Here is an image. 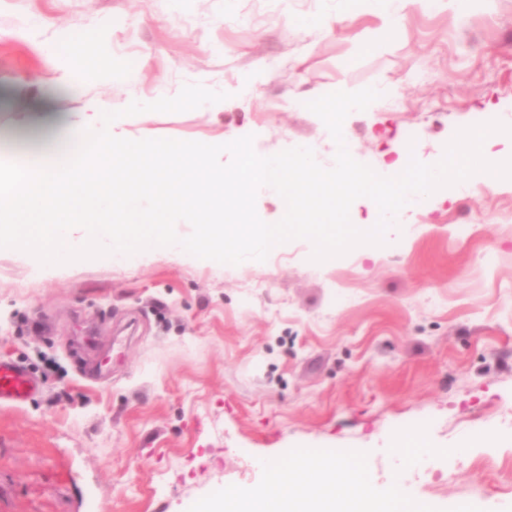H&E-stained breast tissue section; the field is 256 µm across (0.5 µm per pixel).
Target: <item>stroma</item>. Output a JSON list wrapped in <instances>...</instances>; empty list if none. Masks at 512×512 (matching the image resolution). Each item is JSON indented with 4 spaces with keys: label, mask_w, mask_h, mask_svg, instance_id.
<instances>
[{
    "label": "stroma",
    "mask_w": 512,
    "mask_h": 512,
    "mask_svg": "<svg viewBox=\"0 0 512 512\" xmlns=\"http://www.w3.org/2000/svg\"><path fill=\"white\" fill-rule=\"evenodd\" d=\"M91 100L130 139L223 141L230 174L317 143L323 173L393 181L473 129L512 160V0H0V164ZM464 178L340 263L297 232L52 269L0 242V358L40 383L0 406V512H199L341 448L431 512H512V182ZM413 430L429 454L401 452Z\"/></svg>",
    "instance_id": "stroma-1"
}]
</instances>
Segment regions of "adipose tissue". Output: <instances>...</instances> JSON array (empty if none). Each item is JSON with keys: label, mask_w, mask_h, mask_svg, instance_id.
<instances>
[{"label": "adipose tissue", "mask_w": 512, "mask_h": 512, "mask_svg": "<svg viewBox=\"0 0 512 512\" xmlns=\"http://www.w3.org/2000/svg\"><path fill=\"white\" fill-rule=\"evenodd\" d=\"M113 118L111 104L99 101L88 102L77 122L41 115L42 155L0 166V241L36 245L48 266L79 260L91 249L116 261L135 262L157 246L209 260L223 257L229 239H244L255 248L288 240V223L239 224L237 215L249 204L248 173H258L287 206L300 203L309 211L323 209L326 199L341 195L366 197L378 210L392 213L448 180L444 170L409 171L385 184L352 175L343 160L334 175L324 178L303 154L283 159L252 152L246 155L245 174L233 177L214 161L223 144H116L103 135ZM70 135L80 136L84 149L53 160L52 145ZM453 163L464 169L469 187L489 177L496 165L483 152L480 137L471 134L457 141ZM288 168L298 171L300 182L285 184ZM319 178L324 181L321 196L307 194L304 182ZM190 212L198 217V233L192 238L177 226ZM270 475L278 494L241 490L223 500L224 512H374L372 489L351 458L303 453L292 467L272 468ZM339 481L350 487L340 500L333 493Z\"/></svg>", "instance_id": "adipose-tissue-1"}]
</instances>
